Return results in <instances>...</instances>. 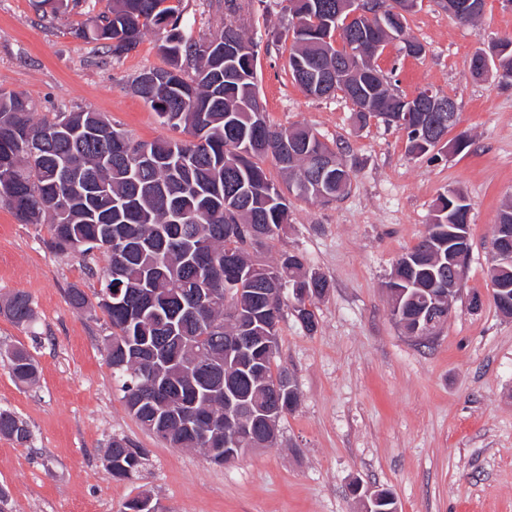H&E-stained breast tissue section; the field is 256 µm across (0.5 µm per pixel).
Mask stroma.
<instances>
[{
	"label": "stroma",
	"instance_id": "stroma-1",
	"mask_svg": "<svg viewBox=\"0 0 512 512\" xmlns=\"http://www.w3.org/2000/svg\"><path fill=\"white\" fill-rule=\"evenodd\" d=\"M280 2L230 11L224 0H181L180 29L200 41L240 27L257 45L268 120L306 124L344 143L354 169L340 199L293 200L286 232L259 251L268 262L301 253L330 284L315 303L316 332L288 308L280 322L276 362L294 379L297 406L281 419L272 447L221 466L145 432L106 361L110 329L96 305L104 258L50 249L48 225L17 223L0 202V299L25 292L35 311L29 327L0 315V409L31 432L24 444L0 437L5 512H124L142 494L158 512H364L356 484L391 491L398 512H512V316L488 297L493 224L512 199V87L469 74L477 48L512 36V8L487 0L472 25L422 0L405 36L425 54L410 56L394 41L378 58L398 93L428 88L455 99V131L471 144L432 160L407 154L404 131L379 119L356 122L342 93L302 92L289 70V17ZM107 3L80 0L45 14L35 0H0V88L24 93L38 120L93 110L136 141L181 138L131 89L139 73L164 66L161 31H145L118 60L72 35ZM451 188L471 204L466 281L437 337L419 341L393 320L385 283ZM73 287L86 294L87 309L70 304ZM475 293L485 297L477 310L469 305ZM20 346L38 362L34 383L9 370L7 353ZM115 436L147 452L132 480H114L106 466Z\"/></svg>",
	"mask_w": 512,
	"mask_h": 512
}]
</instances>
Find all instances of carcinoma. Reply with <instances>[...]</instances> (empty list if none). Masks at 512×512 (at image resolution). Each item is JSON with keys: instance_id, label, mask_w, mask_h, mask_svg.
<instances>
[{"instance_id": "cac0c4a2", "label": "carcinoma", "mask_w": 512, "mask_h": 512, "mask_svg": "<svg viewBox=\"0 0 512 512\" xmlns=\"http://www.w3.org/2000/svg\"><path fill=\"white\" fill-rule=\"evenodd\" d=\"M288 16L298 19L288 59L297 85L326 63L350 60V82L337 89L354 106L358 122L368 123V112H387L390 124L406 119L403 97L390 91L384 76L368 62L350 59L349 48L358 31L355 21L339 8L341 0H285ZM180 7L174 0H110V7L73 34L100 42L119 59L134 50L149 27H166L168 34L159 51L165 66L161 78L151 85L132 80L134 93L147 103L160 122L187 134L184 139L134 142L127 132L112 125L98 112L62 113L52 121L37 122L29 99L13 91L0 90V200L8 204L22 224H49L50 247L84 257L91 247L86 240H112V233L133 238L128 254L117 255L113 247L98 250L107 261L101 277L102 288L119 294L112 304L97 302L111 328L106 357L112 378L123 392L128 410L140 426L175 448L205 445L194 436H169L161 427L157 409L141 402L152 377V369L132 362L129 346L145 348L168 345L172 364L161 370L175 397L185 402L195 398L196 370L218 367L223 381L235 380L237 391L261 406L264 390L274 378L288 374L276 365L278 349L266 353L257 370L238 368L237 355L230 350L233 327L224 320V305L197 314L189 311L190 294L224 287L214 278L224 270V254L239 257L241 278L231 300L241 308L251 326L250 335L263 347L270 336L269 306L288 305V292L310 286L327 288L322 275L309 268L302 255L286 253L273 263L250 255L264 242L285 233L291 198L322 199L328 203L346 191L349 175L339 169L313 171L314 156L338 148L329 145L308 126L257 125L252 108L258 93L256 57L225 58L224 35L244 39L242 31L224 26V34L209 40L215 48L202 51L203 41H186L179 31ZM341 38L342 46L336 45ZM171 49L165 51L167 43ZM494 71H503L500 83L512 84V38L496 42ZM194 62V77L183 75L182 59ZM103 129L100 138H86L79 130ZM401 127V126H399ZM406 131L408 127L403 126ZM148 149L154 161L140 168L139 150ZM71 166H58L61 158ZM272 159L283 177L274 181L262 167ZM437 199L433 228L448 241V225L463 223L462 211L469 208L466 196ZM259 226L265 235L247 241L251 228ZM444 247L434 254L423 244L412 248L410 263L400 271L403 280L415 284L399 293L394 304L411 315L424 308V287L438 274ZM0 312L18 325L30 323L34 310L29 296L15 292L0 302ZM16 380L32 383L37 366L33 356L17 348L8 357ZM225 396L217 393L196 405L204 422L228 423L224 419ZM0 436L20 444L30 438L27 424L8 410H0ZM111 474L118 481L130 480L142 467L146 451L135 448L125 437H113ZM392 492L377 491L372 512H396Z\"/></svg>"}]
</instances>
